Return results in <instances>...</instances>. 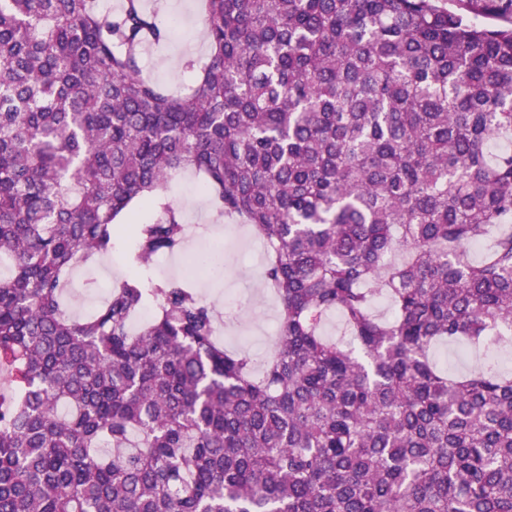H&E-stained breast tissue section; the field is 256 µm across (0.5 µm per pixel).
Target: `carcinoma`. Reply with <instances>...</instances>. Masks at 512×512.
Returning a JSON list of instances; mask_svg holds the SVG:
<instances>
[{
  "label": "carcinoma",
  "mask_w": 512,
  "mask_h": 512,
  "mask_svg": "<svg viewBox=\"0 0 512 512\" xmlns=\"http://www.w3.org/2000/svg\"><path fill=\"white\" fill-rule=\"evenodd\" d=\"M461 2L201 0L170 92L143 0H0V512H512V378L430 357L512 349V0ZM182 171L270 247L259 373L141 273L185 243ZM128 230L133 272L70 314ZM124 274L115 277L104 265L103 259L91 267L81 264L70 275L65 292L71 311L81 316L86 315L91 308L107 298L110 287H113ZM91 277L97 279L100 284V288L95 291L86 288V282ZM456 346L438 345L432 354L433 359L451 374H463L476 368L482 360L481 352L464 346L465 352L455 349Z\"/></svg>",
  "instance_id": "carcinoma-1"
}]
</instances>
